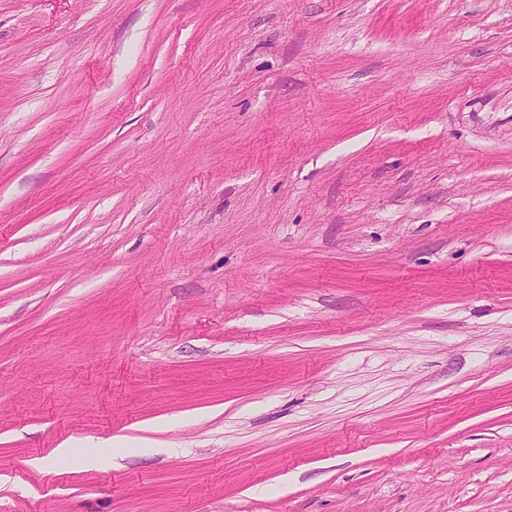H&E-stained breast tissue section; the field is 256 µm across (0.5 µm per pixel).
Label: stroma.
I'll return each mask as SVG.
<instances>
[{"label":"stroma","instance_id":"35a3bbf8","mask_svg":"<svg viewBox=\"0 0 512 512\" xmlns=\"http://www.w3.org/2000/svg\"><path fill=\"white\" fill-rule=\"evenodd\" d=\"M0 512H512V0H0Z\"/></svg>","mask_w":512,"mask_h":512}]
</instances>
